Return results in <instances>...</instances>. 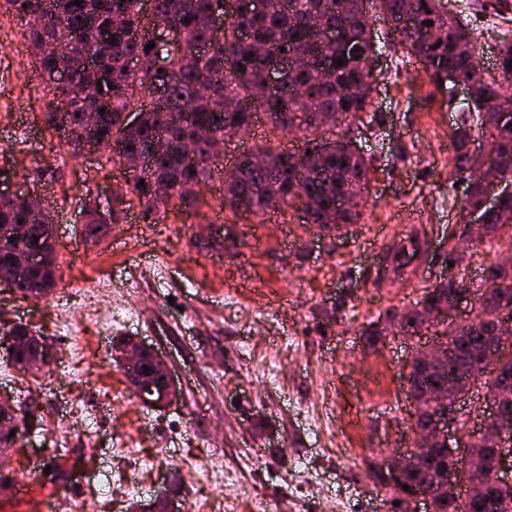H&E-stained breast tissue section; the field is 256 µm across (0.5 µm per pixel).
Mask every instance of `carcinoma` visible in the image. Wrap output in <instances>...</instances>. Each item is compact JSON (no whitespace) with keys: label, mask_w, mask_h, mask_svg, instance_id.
I'll return each mask as SVG.
<instances>
[{"label":"carcinoma","mask_w":512,"mask_h":512,"mask_svg":"<svg viewBox=\"0 0 512 512\" xmlns=\"http://www.w3.org/2000/svg\"><path fill=\"white\" fill-rule=\"evenodd\" d=\"M0 0V15L26 21L27 46L38 48L32 67L53 72L64 68L69 81L48 86V124L53 113L63 109L74 127L87 112L98 113L100 147L112 153L120 166L122 180L113 194L112 223L127 210L124 200L138 198L143 219L148 224L165 220L169 207L185 210L197 207L202 198L183 194L187 183L211 181L216 173L210 147L224 139L225 132L249 126L257 109L267 115L272 129L282 135L299 130L311 136L335 127L369 111L373 106L374 75L368 66L377 44L366 19V0H236V8L224 20L221 34L213 31L217 0H152L151 21L180 31V37L155 44L145 36L142 0ZM380 13L394 23L412 15L418 26L431 21L443 30L437 41L423 43L416 29L390 28L388 39L398 42L407 57L422 65L432 82L439 83L453 71L477 84L467 106L456 109L451 132L453 169L465 182L463 203L476 208L482 202L483 175L472 168L470 143L473 128L487 131L492 151L501 159L499 176L512 175V115L505 118L498 108L512 107V97L504 94V84L512 80V42L499 46V77H486L481 69L477 40L470 22L448 9V0H376ZM317 24L334 30L341 41L355 52L346 54L338 44L327 42L313 31ZM196 54L184 66L183 58ZM97 57V68L86 65L87 56ZM281 56H303L306 65L287 75L272 90L267 84L266 60ZM343 64H337V59ZM163 72H158V69ZM109 72L110 81L98 84V74ZM105 113H99L100 109ZM140 112L136 127L125 121L126 113ZM195 146L197 159L191 161L181 145ZM311 153H288L262 146L243 153L235 175L224 186L226 205L239 213L234 202H246L244 212L256 217L267 214L265 190L274 185L284 206L294 201L303 205L302 219L324 230L359 221L358 210H345L339 223L326 224L336 202L368 190L369 163L348 141L333 139L316 143ZM155 184L166 185L163 197L153 194ZM97 198L86 194L82 211L86 221L82 236L93 244L107 231L95 223ZM44 216L21 198L0 195V223L22 224V237L0 238V270L18 261V252L29 237L40 234ZM512 228V196L497 208L485 212L482 235ZM46 259L37 260L14 283L16 295L26 299L46 295L56 284L60 261L55 242L42 238ZM484 281L494 287L479 295L475 318L452 332H443L449 349L448 363L440 371L415 359L406 376L409 397L414 404L411 430H423L431 423L426 390L441 384L448 388V408L463 394L465 381L474 364L486 355L499 353L494 377L484 383L492 387L494 400L512 415V346L498 333L502 303L512 304V267L491 264L483 271ZM464 278L451 276L426 290L422 300L401 314L387 309L366 331L374 346L390 335L414 336L425 327L429 307L448 298ZM0 349L7 361L25 373L33 359L44 354L29 325L18 323L0 331ZM14 427L15 435L0 431V447L11 448L34 423L26 403ZM498 450L480 446L478 457L467 464V479L484 483L495 469ZM440 448L421 452L417 462L405 470L398 483L389 487L386 502L399 510V504L413 491L433 488L434 512H512V485L493 483L487 494L459 501L460 493L446 484H434L435 476L457 466ZM410 490H403V486Z\"/></svg>","instance_id":"carcinoma-1"}]
</instances>
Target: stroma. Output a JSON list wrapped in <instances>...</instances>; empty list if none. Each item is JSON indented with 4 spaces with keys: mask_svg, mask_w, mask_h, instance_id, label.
<instances>
[{
    "mask_svg": "<svg viewBox=\"0 0 512 512\" xmlns=\"http://www.w3.org/2000/svg\"><path fill=\"white\" fill-rule=\"evenodd\" d=\"M372 111L329 130L373 160L355 224L327 233L291 207L259 219L221 207V182L191 212L148 224L138 199L104 241L81 236V200L118 175L107 150L63 154L24 40L0 47V188L41 194L57 224L61 278L39 300L0 290V325L29 324L53 359L38 376L0 356V394L35 404L14 447L29 494L0 512H127L168 492L180 512H390L369 465L406 447V364L430 340L364 344L379 312L406 311L447 271L464 222L449 188L456 112L401 45L375 63ZM264 114L224 139L225 168L256 146L303 147ZM411 270L389 271L407 238ZM512 253V231L474 244L465 278ZM130 336L163 359L178 398L144 405L113 359Z\"/></svg>",
    "mask_w": 512,
    "mask_h": 512,
    "instance_id": "stroma-1",
    "label": "stroma"
}]
</instances>
